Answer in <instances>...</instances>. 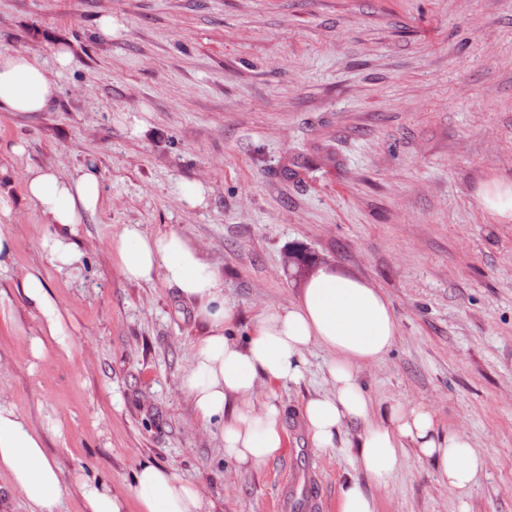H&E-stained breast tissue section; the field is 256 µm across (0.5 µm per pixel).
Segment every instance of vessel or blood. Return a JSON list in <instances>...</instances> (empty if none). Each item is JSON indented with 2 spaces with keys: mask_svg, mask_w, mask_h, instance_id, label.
I'll use <instances>...</instances> for the list:
<instances>
[{
  "mask_svg": "<svg viewBox=\"0 0 512 512\" xmlns=\"http://www.w3.org/2000/svg\"><path fill=\"white\" fill-rule=\"evenodd\" d=\"M325 508L318 470L304 453H297L292 468L280 484L276 512H323Z\"/></svg>",
  "mask_w": 512,
  "mask_h": 512,
  "instance_id": "vessel-or-blood-1",
  "label": "vessel or blood"
}]
</instances>
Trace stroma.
I'll list each match as a JSON object with an SVG mask.
<instances>
[{"instance_id": "obj_1", "label": "stroma", "mask_w": 512, "mask_h": 512, "mask_svg": "<svg viewBox=\"0 0 512 512\" xmlns=\"http://www.w3.org/2000/svg\"><path fill=\"white\" fill-rule=\"evenodd\" d=\"M116 35L101 34V16ZM74 63L44 112H0L12 181L13 267L0 272V390L66 472L127 494L144 461L203 486L211 512H274L291 449H307L337 512L351 458L313 448L301 419L327 355L278 387L284 447L235 469L180 388L203 330L162 277L128 281L108 247L123 225L191 237L224 273L247 336L260 309L292 301L307 264L334 262L389 299L400 334L365 370L372 416L432 407L486 460L458 498L405 452L379 512H512V223L477 192L512 182V0H0V50ZM145 110L142 134L123 113ZM21 152H14V145ZM93 165L102 204L80 224L72 275L48 266L50 225L24 175ZM201 183L204 205L182 198ZM300 261L284 264L287 253ZM40 270L70 341L33 357L37 317L19 283Z\"/></svg>"}]
</instances>
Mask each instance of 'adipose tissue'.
I'll list each match as a JSON object with an SVG mask.
<instances>
[{
	"mask_svg": "<svg viewBox=\"0 0 512 512\" xmlns=\"http://www.w3.org/2000/svg\"><path fill=\"white\" fill-rule=\"evenodd\" d=\"M64 48L47 68L34 53L0 51V112H44L60 87L53 70L72 64ZM26 200L39 207L53 230L41 241L46 262L57 272L76 270L82 254L74 238L84 215L101 201V179L94 168L65 175L36 167L24 177ZM112 258L123 276L149 282L163 276L187 299L197 301L196 313L206 325L193 346L181 389L192 403L200 425L217 432L225 458L237 467H251L276 457L284 444L283 407L277 386L296 384L306 375L305 354L311 348L327 353L328 391L314 392L302 418L314 448L333 452L347 423L360 429L354 464L375 486H388L404 448L434 463L450 492L468 496L483 469L469 436L461 430L440 433L434 410L424 404L392 406L382 421L371 415L362 376L388 353L399 325L386 295L366 280L323 264L309 272L296 299L285 306L263 308L245 339L232 336L236 311L224 298V274L183 232H146L124 225L111 239ZM22 293L40 322L42 336H59L63 316L48 295L40 271L20 275ZM63 469L46 452L44 439L0 395V489L22 500L28 512H58L67 485ZM84 512H127L126 498L111 485L76 470L74 480ZM133 493L142 512H209L199 484L150 462L134 473Z\"/></svg>",
	"mask_w": 512,
	"mask_h": 512,
	"instance_id": "1",
	"label": "adipose tissue"
}]
</instances>
